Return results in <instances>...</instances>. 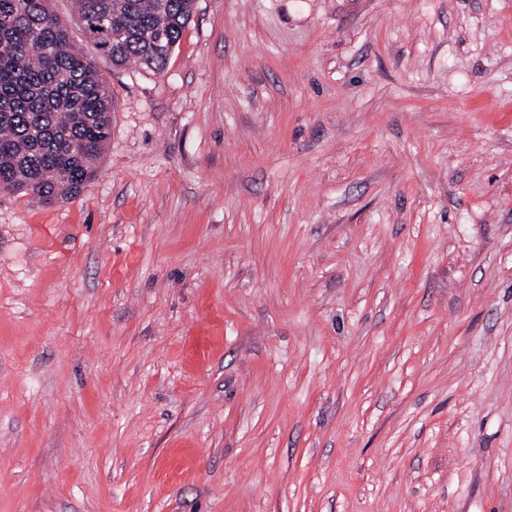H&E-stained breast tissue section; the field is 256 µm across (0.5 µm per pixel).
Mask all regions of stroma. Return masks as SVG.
<instances>
[{
  "mask_svg": "<svg viewBox=\"0 0 512 512\" xmlns=\"http://www.w3.org/2000/svg\"><path fill=\"white\" fill-rule=\"evenodd\" d=\"M95 180L0 194V512H512V0H196Z\"/></svg>",
  "mask_w": 512,
  "mask_h": 512,
  "instance_id": "1",
  "label": "stroma"
}]
</instances>
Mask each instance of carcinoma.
I'll return each mask as SVG.
<instances>
[{
    "label": "carcinoma",
    "instance_id": "1",
    "mask_svg": "<svg viewBox=\"0 0 512 512\" xmlns=\"http://www.w3.org/2000/svg\"><path fill=\"white\" fill-rule=\"evenodd\" d=\"M90 50L72 43L50 0H0V193L44 203L95 178L114 104L95 58L160 74L195 0H76Z\"/></svg>",
    "mask_w": 512,
    "mask_h": 512
}]
</instances>
